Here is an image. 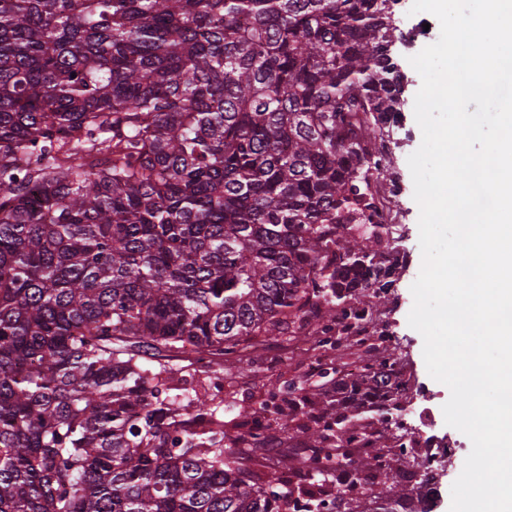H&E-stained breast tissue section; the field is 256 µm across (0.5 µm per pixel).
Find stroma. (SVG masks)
Instances as JSON below:
<instances>
[{
    "mask_svg": "<svg viewBox=\"0 0 512 512\" xmlns=\"http://www.w3.org/2000/svg\"><path fill=\"white\" fill-rule=\"evenodd\" d=\"M439 24H432L427 37L399 46V61L402 72L407 77L405 90L404 121L401 126L392 128L390 137L395 144L394 167L399 174L401 193L396 199L399 224L395 244L408 254L406 268L400 270L393 288L386 300L380 301L379 323L385 331L382 340L388 354L397 359L407 389L398 397L399 404H406L414 397L418 388H425L430 397L432 427L436 435L449 436L450 440L462 448H470L469 438L457 429L446 425L442 412L450 392L448 388L434 379L427 371L423 358V338L407 321L413 306L411 286L416 280L422 254L419 246V207L413 199V181L407 163L408 156L420 145L421 130L415 121V95L421 87V77L409 62L410 57L418 54L424 47L437 41ZM264 363L255 376L238 380L234 388L225 390L224 399L235 409L257 407L267 390L282 388L288 383L303 387H314L325 391L335 388L338 379L353 373L355 367L352 357L325 347L314 348L302 343L293 336L262 346Z\"/></svg>",
    "mask_w": 512,
    "mask_h": 512,
    "instance_id": "35a3bbf8",
    "label": "stroma"
}]
</instances>
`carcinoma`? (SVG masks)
<instances>
[{"label": "carcinoma", "mask_w": 512, "mask_h": 512, "mask_svg": "<svg viewBox=\"0 0 512 512\" xmlns=\"http://www.w3.org/2000/svg\"><path fill=\"white\" fill-rule=\"evenodd\" d=\"M403 39L393 0H0V512H286L224 360L371 335ZM357 359L315 430L303 386L259 404L306 431L284 460L310 506L313 456L393 470L344 407L404 383Z\"/></svg>", "instance_id": "cac0c4a2"}]
</instances>
